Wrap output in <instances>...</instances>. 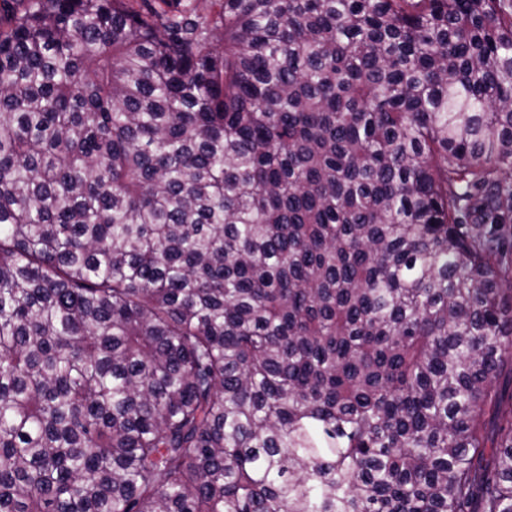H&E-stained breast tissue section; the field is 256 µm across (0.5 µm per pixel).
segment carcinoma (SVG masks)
Here are the masks:
<instances>
[{
  "label": "carcinoma",
  "mask_w": 512,
  "mask_h": 512,
  "mask_svg": "<svg viewBox=\"0 0 512 512\" xmlns=\"http://www.w3.org/2000/svg\"><path fill=\"white\" fill-rule=\"evenodd\" d=\"M0 0V512H512V0Z\"/></svg>",
  "instance_id": "1"
}]
</instances>
